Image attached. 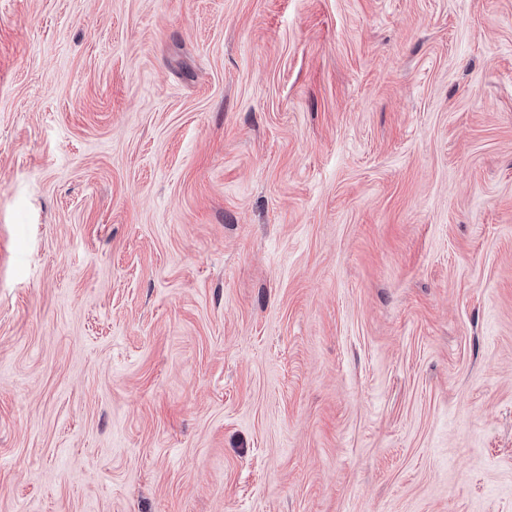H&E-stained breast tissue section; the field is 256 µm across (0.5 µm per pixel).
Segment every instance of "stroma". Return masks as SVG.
Listing matches in <instances>:
<instances>
[{
	"label": "stroma",
	"instance_id": "stroma-1",
	"mask_svg": "<svg viewBox=\"0 0 512 512\" xmlns=\"http://www.w3.org/2000/svg\"><path fill=\"white\" fill-rule=\"evenodd\" d=\"M0 512H512V0H0Z\"/></svg>",
	"mask_w": 512,
	"mask_h": 512
}]
</instances>
